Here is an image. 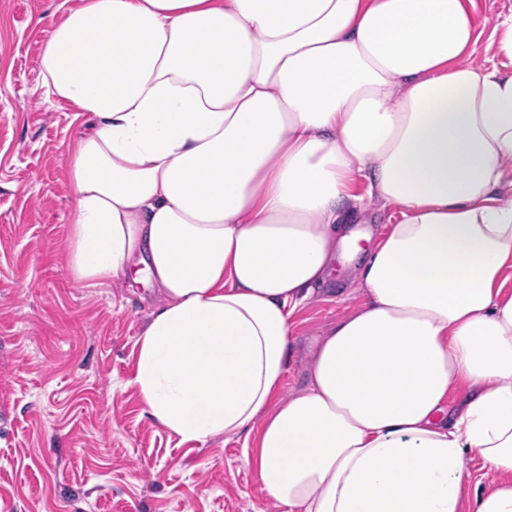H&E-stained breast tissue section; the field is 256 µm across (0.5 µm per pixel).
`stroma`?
<instances>
[{"mask_svg": "<svg viewBox=\"0 0 512 512\" xmlns=\"http://www.w3.org/2000/svg\"><path fill=\"white\" fill-rule=\"evenodd\" d=\"M64 0H0V512H281L241 436L200 444L151 421L131 384L150 286L74 283L64 243L74 112L46 98L41 22ZM297 317L306 349L360 300L348 265Z\"/></svg>", "mask_w": 512, "mask_h": 512, "instance_id": "stroma-1", "label": "stroma"}]
</instances>
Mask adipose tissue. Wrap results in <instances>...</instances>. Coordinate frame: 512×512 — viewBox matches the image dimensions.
Instances as JSON below:
<instances>
[{
	"instance_id": "ef3b65f1",
	"label": "adipose tissue",
	"mask_w": 512,
	"mask_h": 512,
	"mask_svg": "<svg viewBox=\"0 0 512 512\" xmlns=\"http://www.w3.org/2000/svg\"><path fill=\"white\" fill-rule=\"evenodd\" d=\"M487 30L512 58V14L473 0H79L43 27L45 93L87 124L68 272L158 288L145 413L253 437L284 512H512V71L473 63ZM340 260L359 305L280 398ZM476 11L488 19V26H493L498 14H506L512 10V0H475Z\"/></svg>"
}]
</instances>
